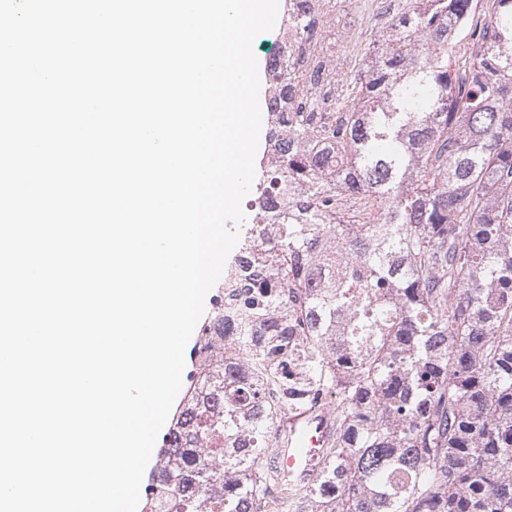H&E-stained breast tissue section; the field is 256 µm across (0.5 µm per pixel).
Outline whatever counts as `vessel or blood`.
Returning a JSON list of instances; mask_svg holds the SVG:
<instances>
[{
    "label": "vessel or blood",
    "instance_id": "vessel-or-blood-1",
    "mask_svg": "<svg viewBox=\"0 0 512 512\" xmlns=\"http://www.w3.org/2000/svg\"><path fill=\"white\" fill-rule=\"evenodd\" d=\"M288 446L278 457L279 467L288 474L311 477L327 437L323 416L295 411L286 419Z\"/></svg>",
    "mask_w": 512,
    "mask_h": 512
}]
</instances>
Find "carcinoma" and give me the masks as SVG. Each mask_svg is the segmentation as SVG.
Instances as JSON below:
<instances>
[{
    "instance_id": "carcinoma-1",
    "label": "carcinoma",
    "mask_w": 512,
    "mask_h": 512,
    "mask_svg": "<svg viewBox=\"0 0 512 512\" xmlns=\"http://www.w3.org/2000/svg\"><path fill=\"white\" fill-rule=\"evenodd\" d=\"M418 0L351 89L341 123L301 115L292 48L266 78L294 112L266 119L254 199L299 192L253 224L234 264L250 289L255 346L291 369L196 354L162 436L146 500L180 512L218 474L222 512H267L272 484L308 512H512V0ZM372 211L348 224L336 196ZM329 405L318 480L263 460L291 409Z\"/></svg>"
}]
</instances>
